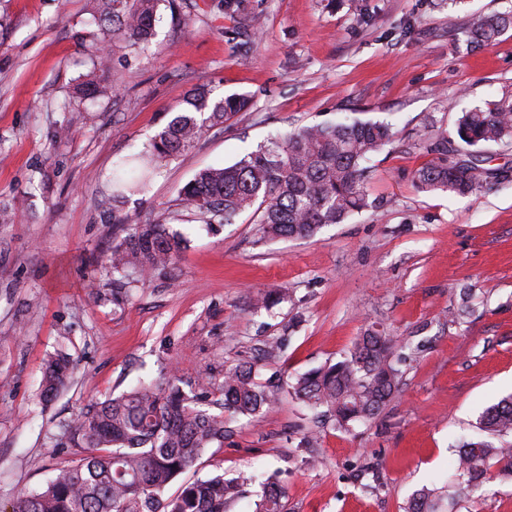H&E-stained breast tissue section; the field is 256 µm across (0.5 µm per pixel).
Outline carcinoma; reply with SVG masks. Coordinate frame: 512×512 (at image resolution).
I'll list each match as a JSON object with an SVG mask.
<instances>
[{
	"instance_id": "carcinoma-1",
	"label": "carcinoma",
	"mask_w": 512,
	"mask_h": 512,
	"mask_svg": "<svg viewBox=\"0 0 512 512\" xmlns=\"http://www.w3.org/2000/svg\"><path fill=\"white\" fill-rule=\"evenodd\" d=\"M163 7L173 17L178 14L177 0H92V17L103 35L142 52ZM510 29L512 11L475 15L469 23L471 42L481 46L492 45ZM89 61V72L73 88L74 100L107 94L105 41L90 46ZM186 104L145 151L112 171V223L124 226V236L112 242L106 259L116 304L154 274L174 277L176 260L187 247L181 234L164 224H143L122 206L145 190L154 158L181 154L206 130L244 110L248 99L232 95L215 100L201 84ZM456 136L466 146L465 157L448 156V137L436 133L430 150L438 157L417 171L419 189L466 196L506 173L484 166L479 154L488 144L512 145V95L462 112ZM392 137L391 125L384 122L303 127L267 140L229 166L198 171L180 190L179 200L202 224H231L251 211L262 239L309 238L373 207L364 188L369 173L365 163ZM394 347L393 339L369 327L350 357L298 376L291 385L293 394L339 428L366 424L399 392ZM72 370L64 354L48 360L41 389L44 401L57 395ZM208 385L202 381L186 392L172 375L95 403L62 426L58 442L85 448L89 454L59 469L40 490L19 496L12 512H228L245 498L240 476L217 474L184 486L174 496L166 492L206 449L224 445L230 423L242 416L258 418L275 401V393L258 385L252 366L240 365L224 373L222 412L214 414L207 409ZM479 430V436L455 448L456 467L443 485L417 490L406 512H453L458 498L482 492L491 467L512 474V442L505 441L512 435V394L483 413ZM283 498L280 490L267 489L255 512H284Z\"/></svg>"
}]
</instances>
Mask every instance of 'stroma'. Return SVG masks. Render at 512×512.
Returning <instances> with one entry per match:
<instances>
[{
    "mask_svg": "<svg viewBox=\"0 0 512 512\" xmlns=\"http://www.w3.org/2000/svg\"><path fill=\"white\" fill-rule=\"evenodd\" d=\"M369 13L361 19L355 6ZM190 26L163 13L145 51L111 52L109 92L64 107L102 34L88 0H0V202L24 216L0 224V512L86 449L54 447L63 423L96 400L176 373L183 388L251 362L278 400L232 423L171 485L255 473L278 480L285 512H404L442 478L482 412L512 393V175L468 196L424 192L436 130L512 91V31L468 44L472 14L512 0H182ZM244 95L247 111L155 162L128 214L181 231L173 279L155 277L112 301L105 262L120 228L107 180L146 150L196 85ZM345 120H386L389 144L369 161L375 207L314 238L264 240L254 215L200 229L180 189L271 137ZM67 137H57L60 126ZM460 148L459 140L451 142ZM260 294L282 300L257 310ZM375 326L392 337L400 393L349 430L315 422L295 400L296 375L349 356ZM282 339L275 355L268 341ZM77 369L51 401L48 356ZM456 512H512V475L491 468Z\"/></svg>",
    "mask_w": 512,
    "mask_h": 512,
    "instance_id": "obj_1",
    "label": "stroma"
}]
</instances>
